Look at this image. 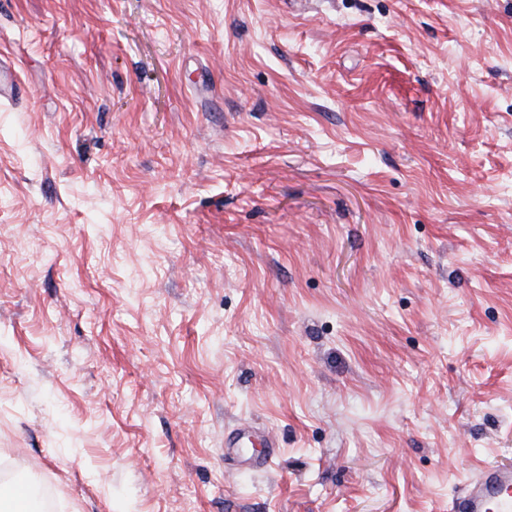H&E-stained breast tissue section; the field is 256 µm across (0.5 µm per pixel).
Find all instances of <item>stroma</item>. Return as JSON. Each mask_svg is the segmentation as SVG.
<instances>
[{"mask_svg": "<svg viewBox=\"0 0 512 512\" xmlns=\"http://www.w3.org/2000/svg\"><path fill=\"white\" fill-rule=\"evenodd\" d=\"M1 72V483L448 512L512 466V0H0Z\"/></svg>", "mask_w": 512, "mask_h": 512, "instance_id": "stroma-1", "label": "stroma"}]
</instances>
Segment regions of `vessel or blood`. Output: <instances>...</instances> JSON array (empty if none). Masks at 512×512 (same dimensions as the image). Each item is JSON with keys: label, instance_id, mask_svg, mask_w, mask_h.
I'll use <instances>...</instances> for the list:
<instances>
[{"label": "vessel or blood", "instance_id": "1", "mask_svg": "<svg viewBox=\"0 0 512 512\" xmlns=\"http://www.w3.org/2000/svg\"><path fill=\"white\" fill-rule=\"evenodd\" d=\"M454 512H512V467H484L457 496Z\"/></svg>", "mask_w": 512, "mask_h": 512}]
</instances>
